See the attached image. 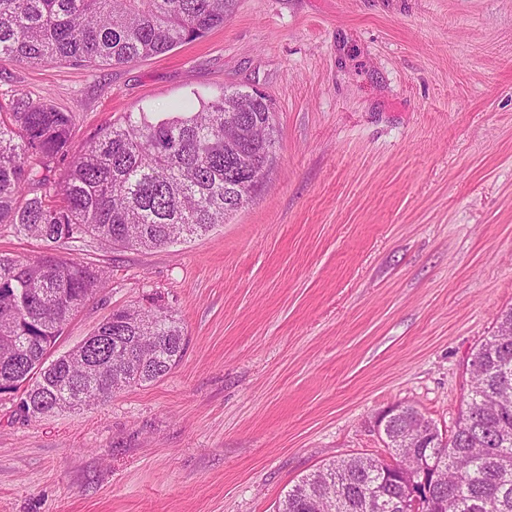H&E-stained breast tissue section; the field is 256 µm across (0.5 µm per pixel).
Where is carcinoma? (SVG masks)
<instances>
[{
	"label": "carcinoma",
	"mask_w": 512,
	"mask_h": 512,
	"mask_svg": "<svg viewBox=\"0 0 512 512\" xmlns=\"http://www.w3.org/2000/svg\"><path fill=\"white\" fill-rule=\"evenodd\" d=\"M234 7L235 0H0V59L123 65L224 26ZM73 125L72 113L19 90L0 105V225L46 243L34 260L0 254V394L22 391L25 417L157 381L186 351L181 320L149 297L137 311H112L88 339L47 361L107 283L104 270L66 250L89 239L148 250L202 236L251 197L255 174L276 161L272 107L242 90L162 119L130 113L85 146L72 142ZM471 366L467 407L450 436L428 419L424 440L406 445L404 427L421 416L411 406L383 426L392 456L424 461L429 482L444 488L425 512H512V310ZM382 464L332 460L289 487L277 512H404L409 485Z\"/></svg>",
	"instance_id": "carcinoma-1"
}]
</instances>
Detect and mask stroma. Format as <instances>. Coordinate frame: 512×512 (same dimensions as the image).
<instances>
[{
  "label": "stroma",
  "mask_w": 512,
  "mask_h": 512,
  "mask_svg": "<svg viewBox=\"0 0 512 512\" xmlns=\"http://www.w3.org/2000/svg\"><path fill=\"white\" fill-rule=\"evenodd\" d=\"M227 88L273 104L267 178L204 236L77 246L110 278L53 350L157 294L185 357L76 412L0 394V512H275L329 460H389L391 408L454 430L512 309V0H237L160 56L0 61L77 144Z\"/></svg>",
  "instance_id": "stroma-1"
}]
</instances>
